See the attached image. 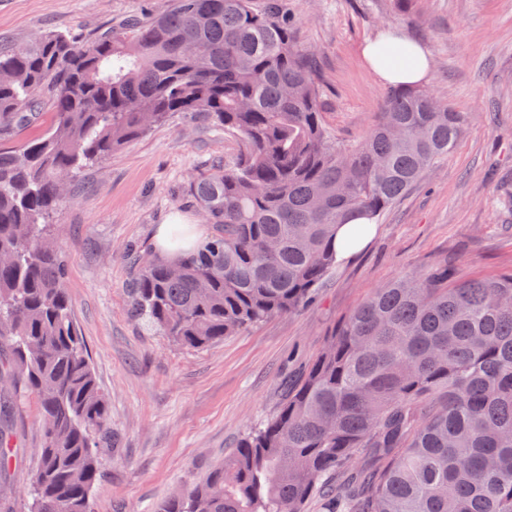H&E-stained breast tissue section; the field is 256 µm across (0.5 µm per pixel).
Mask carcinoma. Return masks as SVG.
I'll return each instance as SVG.
<instances>
[{"mask_svg": "<svg viewBox=\"0 0 512 512\" xmlns=\"http://www.w3.org/2000/svg\"><path fill=\"white\" fill-rule=\"evenodd\" d=\"M310 54L282 0H174L79 44L0 47V364L43 417L27 512H91L112 422L73 321L54 224L67 180L181 113L239 136L233 167L190 184L216 233L175 263H137L130 305L207 347L308 304L365 227L448 155L464 125L394 90L353 145L331 139ZM13 448L0 413V475ZM512 512V266L462 280L443 262L376 289L223 466L158 512Z\"/></svg>", "mask_w": 512, "mask_h": 512, "instance_id": "1", "label": "carcinoma"}]
</instances>
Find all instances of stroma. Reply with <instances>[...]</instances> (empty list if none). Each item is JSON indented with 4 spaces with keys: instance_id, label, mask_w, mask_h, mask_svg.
I'll return each instance as SVG.
<instances>
[{
    "instance_id": "obj_1",
    "label": "stroma",
    "mask_w": 512,
    "mask_h": 512,
    "mask_svg": "<svg viewBox=\"0 0 512 512\" xmlns=\"http://www.w3.org/2000/svg\"><path fill=\"white\" fill-rule=\"evenodd\" d=\"M293 37L311 50L323 85L322 118L337 142L359 141L392 87L362 46L384 32L431 60L423 89L466 122L452 152L380 216L366 242L339 261L316 302L204 348L169 341L132 317L136 252H158V230L180 220L208 239L192 181L236 160V137L177 117L85 167L55 231L66 288L117 444L99 451L91 512H156L224 462L275 413L285 381L311 364L328 336L374 290L439 261L466 277L512 266V0H287ZM172 0H0V42L48 31L84 41L131 15L160 16ZM19 448L9 469L23 512L37 469L43 418L25 387L0 395Z\"/></svg>"
}]
</instances>
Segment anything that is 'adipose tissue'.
Listing matches in <instances>:
<instances>
[{"label": "adipose tissue", "mask_w": 512, "mask_h": 512, "mask_svg": "<svg viewBox=\"0 0 512 512\" xmlns=\"http://www.w3.org/2000/svg\"><path fill=\"white\" fill-rule=\"evenodd\" d=\"M362 55L377 77L393 85L422 83L430 70L427 55L395 34H384L366 43Z\"/></svg>", "instance_id": "adipose-tissue-1"}]
</instances>
